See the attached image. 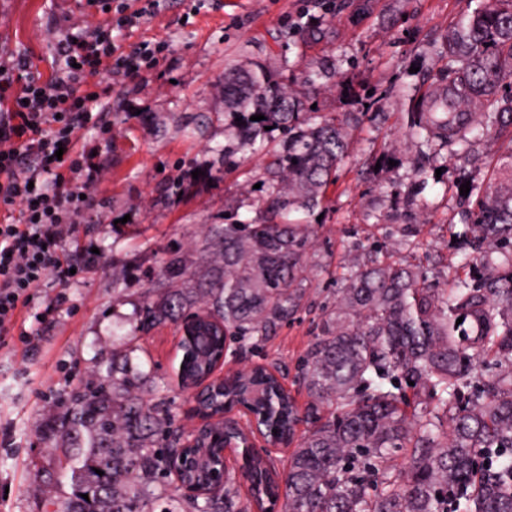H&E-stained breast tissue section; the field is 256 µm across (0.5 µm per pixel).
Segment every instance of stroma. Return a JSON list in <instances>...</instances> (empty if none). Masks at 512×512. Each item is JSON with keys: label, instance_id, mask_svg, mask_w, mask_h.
<instances>
[{"label": "stroma", "instance_id": "obj_1", "mask_svg": "<svg viewBox=\"0 0 512 512\" xmlns=\"http://www.w3.org/2000/svg\"><path fill=\"white\" fill-rule=\"evenodd\" d=\"M486 0H160L135 40L165 45L148 74L112 88V144L102 153L94 206L75 217L71 259L92 243L98 261L64 285L46 278L34 310H21L0 343V512H45L60 497L50 424L69 392L91 375L114 336L131 327L137 304L161 286L163 262L180 252L204 266L206 225L230 220L276 224L260 154L225 165L218 150L237 125L224 110V68L263 65L300 97L304 111L345 123L347 149L312 233L302 305L242 361L226 355L220 374L246 363L289 370L285 386L299 407L311 398L293 376L332 305L361 244L378 239L389 260L434 268L437 284L459 265L452 241L460 186L488 185L512 154V140L483 136L469 158L432 161L408 136V115L444 87L447 36ZM301 16L300 27L290 19ZM104 14L86 0H0V51L29 59L42 78L59 40L92 29ZM182 182L175 191L173 182ZM418 227L420 247L400 245V228ZM168 324L138 335L140 357L174 397L175 425L196 424L179 388L177 342Z\"/></svg>", "mask_w": 512, "mask_h": 512}]
</instances>
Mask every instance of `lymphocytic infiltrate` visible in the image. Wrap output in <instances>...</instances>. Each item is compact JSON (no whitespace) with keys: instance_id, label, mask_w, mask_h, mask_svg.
<instances>
[{"instance_id":"obj_1","label":"lymphocytic infiltrate","mask_w":512,"mask_h":512,"mask_svg":"<svg viewBox=\"0 0 512 512\" xmlns=\"http://www.w3.org/2000/svg\"><path fill=\"white\" fill-rule=\"evenodd\" d=\"M109 10L104 25L67 33L58 42V68L50 79L30 70L26 58L0 53V202L18 205L21 219L0 224V340L9 336L18 308L30 305L33 290L46 277L67 283L84 273L63 250L72 226L70 214L91 209L82 195L94 184L99 167L91 151L77 149L80 130L110 134L109 103H95L92 89L151 71L162 45L121 44L119 33L139 27L148 9L129 11L125 0H93ZM79 174L71 184L66 172Z\"/></svg>"}]
</instances>
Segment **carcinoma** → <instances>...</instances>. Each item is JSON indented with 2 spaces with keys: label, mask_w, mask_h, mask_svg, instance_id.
Returning <instances> with one entry per match:
<instances>
[{
  "label": "carcinoma",
  "mask_w": 512,
  "mask_h": 512,
  "mask_svg": "<svg viewBox=\"0 0 512 512\" xmlns=\"http://www.w3.org/2000/svg\"><path fill=\"white\" fill-rule=\"evenodd\" d=\"M448 65L456 78L439 105L409 113L410 134L436 154L464 150L484 132L512 133V86L496 96L512 79V0H490L448 33ZM479 97L493 98V109L462 111ZM224 109L242 118L221 150L224 163L264 144L271 126L283 134L265 153L272 205L287 213L321 205L346 150L336 120L302 112L260 66L225 68ZM471 194L455 233L467 272L446 287L432 285L420 264L388 262L378 245L353 258L298 371L311 396L305 412L265 370L258 378L270 405L247 398L244 384L202 404L218 415L225 401L242 403L274 440L292 441L307 424L285 482L243 450L250 499L241 500L232 476L222 494L185 495L179 482L202 484L206 469L172 478L181 437L172 402L159 387L147 390L150 372L134 362L139 346L125 336L105 370L56 414L67 445L53 452L71 489L62 512H268L280 500L284 512H512V155L499 181ZM308 244L306 224H212L200 248L205 272L197 278L182 256L168 259L165 288L140 305L134 331L198 311L224 325L231 345L253 350L300 309ZM222 352L223 338L198 332L183 347V379L203 381ZM489 357L497 372L486 377ZM210 436L218 460L221 422Z\"/></svg>",
  "instance_id": "1"
}]
</instances>
